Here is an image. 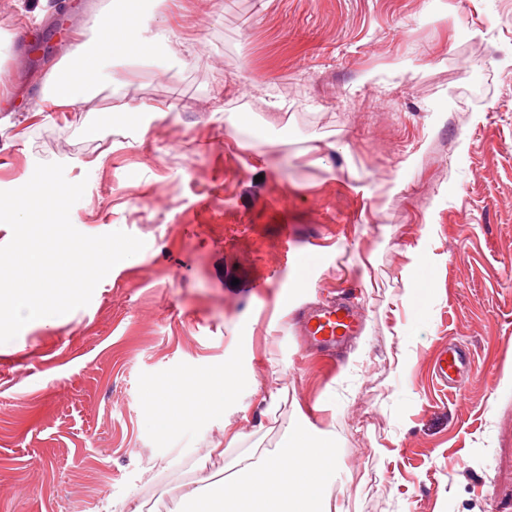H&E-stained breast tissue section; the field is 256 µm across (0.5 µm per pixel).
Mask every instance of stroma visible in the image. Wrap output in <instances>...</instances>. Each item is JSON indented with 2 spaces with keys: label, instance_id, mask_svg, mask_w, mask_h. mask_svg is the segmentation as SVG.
<instances>
[{
  "label": "stroma",
  "instance_id": "stroma-1",
  "mask_svg": "<svg viewBox=\"0 0 512 512\" xmlns=\"http://www.w3.org/2000/svg\"><path fill=\"white\" fill-rule=\"evenodd\" d=\"M145 12L173 32L163 52L105 57L74 111L35 117L42 74L94 37L89 7L0 0V191L64 164L87 183L78 231L146 243L87 306L0 344V512H108L132 493L174 512L224 425L241 438L210 460L218 482L308 422L335 439L344 512H512V0ZM23 22L49 52L19 47ZM122 101L175 118L115 129ZM321 140L350 151L307 164ZM339 288L363 327L330 363L295 322ZM450 344L474 364L446 390ZM229 359L247 412L200 408L160 434L150 384ZM469 360L465 348L457 345H448L441 350L436 362V377L443 384H448L459 374L460 370Z\"/></svg>",
  "mask_w": 512,
  "mask_h": 512
}]
</instances>
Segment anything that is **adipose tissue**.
<instances>
[{"mask_svg":"<svg viewBox=\"0 0 512 512\" xmlns=\"http://www.w3.org/2000/svg\"><path fill=\"white\" fill-rule=\"evenodd\" d=\"M106 23L109 32H98L97 39L100 46H111L115 53L132 54L152 48L158 41L141 10L140 0H123L113 8ZM332 442L330 432L319 429L312 430L307 437L289 440L295 454L288 465L275 452L243 454L230 480L220 484L209 476H199L189 483L186 496L191 500L221 497L230 506L238 497L272 488L276 494L266 498V512H304L311 501L317 504L316 512H337L329 476Z\"/></svg>","mask_w":512,"mask_h":512,"instance_id":"obj_1","label":"adipose tissue"}]
</instances>
